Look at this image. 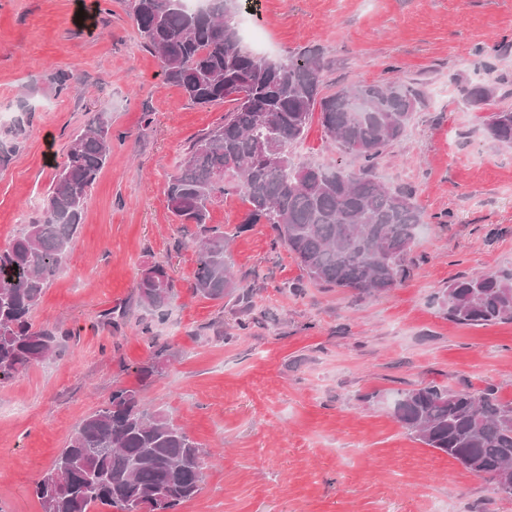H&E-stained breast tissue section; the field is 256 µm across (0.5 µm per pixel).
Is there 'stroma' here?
Instances as JSON below:
<instances>
[{
	"label": "stroma",
	"instance_id": "1",
	"mask_svg": "<svg viewBox=\"0 0 512 512\" xmlns=\"http://www.w3.org/2000/svg\"><path fill=\"white\" fill-rule=\"evenodd\" d=\"M265 54L315 51L323 94L400 78L421 92L405 136L375 174L424 213L398 288L376 298L307 281L270 225H244L230 194L209 222L232 233V267L252 292L240 331L231 302L193 291L196 225L167 207L168 175L227 104L166 84L125 0H0V246L39 217L73 136L103 112L112 153L89 192L66 268L32 313L66 331L59 354L0 381V512H42L33 489L75 426L114 388L184 426L206 453L202 491L181 512H512V498L413 439L391 414L421 382L494 386L512 401V322L462 325L442 305L463 278L512 271V147L489 138L512 109V0H258ZM86 18H79V9ZM494 64L487 78L486 64ZM65 74L69 92L56 88ZM490 83L489 102L464 88ZM295 163L360 167L319 119ZM160 263L176 297L164 317L136 301ZM122 308L120 328L103 314ZM168 359L143 377L154 349Z\"/></svg>",
	"mask_w": 512,
	"mask_h": 512
}]
</instances>
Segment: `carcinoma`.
Segmentation results:
<instances>
[{
	"mask_svg": "<svg viewBox=\"0 0 512 512\" xmlns=\"http://www.w3.org/2000/svg\"><path fill=\"white\" fill-rule=\"evenodd\" d=\"M143 45L162 63L166 83L193 103H229L224 121L197 135L169 176L165 194L181 224L202 229L196 294L226 297L251 310L234 278L230 236L209 226L210 208L241 194L248 224H269L305 276L326 288L376 297L411 274L422 212L412 193L374 174L375 161L399 141L419 92L401 81L358 83L323 96L321 64L312 51L276 59L243 49L237 0H207L190 10L182 0H129ZM330 142L363 164L359 171L293 162L315 108ZM487 132L512 145V110L492 114ZM282 159L266 163L261 150ZM112 151L98 112L69 142L47 191L42 218L23 224L0 248V381L45 361L61 345L53 328L34 329L31 314L51 277L67 266L89 191ZM174 298L161 264L147 267L137 302L163 314ZM448 318L465 325L512 321V276L486 274L453 283L443 296ZM393 417L415 440L476 474L512 468V402L493 387L481 391L419 383L399 394ZM205 452L164 413L143 406L139 392L118 387L74 430L34 493L42 512H179L206 479Z\"/></svg>",
	"mask_w": 512,
	"mask_h": 512,
	"instance_id": "1",
	"label": "carcinoma"
}]
</instances>
